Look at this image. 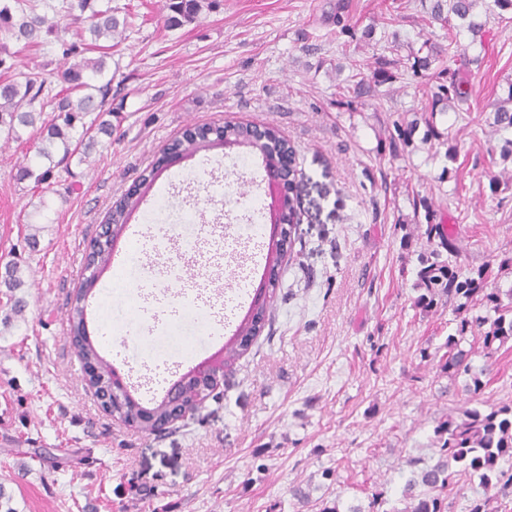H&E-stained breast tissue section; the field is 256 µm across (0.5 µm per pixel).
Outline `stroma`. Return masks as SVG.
Wrapping results in <instances>:
<instances>
[{"label":"stroma","mask_w":512,"mask_h":512,"mask_svg":"<svg viewBox=\"0 0 512 512\" xmlns=\"http://www.w3.org/2000/svg\"><path fill=\"white\" fill-rule=\"evenodd\" d=\"M133 22L108 51L112 93L124 108L111 137L86 161L33 187L17 170L40 143L0 139V267L19 261L26 302L0 323V512H322L379 502L401 505L414 459L439 457L434 428L463 410L512 401V341L487 364L475 396L439 358L456 329L450 308L418 306L422 261L447 259L427 241L445 224L463 272L484 268L486 288L512 289L511 134L494 124L512 92V11L474 9L478 36L462 34L480 64L460 69L468 100L437 115L445 151L421 143L393 153L394 120L421 117L429 78L414 74L410 48L443 31L421 0H218L197 22L166 28L165 0H112ZM54 31L21 50L0 33L15 69L61 87L63 44L88 20L50 13ZM374 28L373 39L363 32ZM397 38L396 79L359 98L340 92L356 65ZM276 125L297 150L295 245L281 267L273 325L224 374V395L168 433L138 432L105 414L88 393L68 344L67 314L84 277L85 250L113 202L159 150L189 127L227 120ZM264 175L255 148L201 151L160 173L123 227L110 265L85 300L88 333L101 356L136 383L122 337L104 318L117 305L116 273L133 242L161 228L196 233L190 258L203 299L230 276L200 225L238 217L242 190ZM426 198L428 211L413 207ZM40 229L37 248L25 237ZM241 297L229 322L197 337L196 354L162 374L153 396L201 356L222 351L248 311ZM302 486L308 503L294 500Z\"/></svg>","instance_id":"1"}]
</instances>
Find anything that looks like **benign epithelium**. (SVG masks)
Listing matches in <instances>:
<instances>
[{
  "label": "benign epithelium",
  "mask_w": 512,
  "mask_h": 512,
  "mask_svg": "<svg viewBox=\"0 0 512 512\" xmlns=\"http://www.w3.org/2000/svg\"><path fill=\"white\" fill-rule=\"evenodd\" d=\"M294 177L295 164L289 162L287 158L279 164L266 168L267 209L271 223L268 249L271 251L278 249L283 254L290 252L294 246L292 230L297 211H292L289 219L284 217V193L288 183ZM83 368L87 387L105 413L120 419L130 427L156 434L164 433L174 424L186 419L183 401L187 396L194 395L196 404L200 407L210 399H218L220 387L224 382V370H226L224 358L221 357L187 371L167 390L164 396V407L156 410L138 404L118 373H112V391L103 393L97 390L95 385L101 373L100 365L95 361H85ZM127 408L133 409L134 416L129 418L125 416L124 410Z\"/></svg>",
  "instance_id": "benign-epithelium-1"
}]
</instances>
